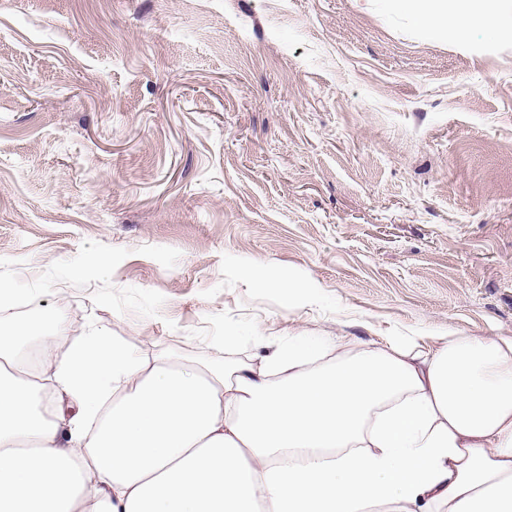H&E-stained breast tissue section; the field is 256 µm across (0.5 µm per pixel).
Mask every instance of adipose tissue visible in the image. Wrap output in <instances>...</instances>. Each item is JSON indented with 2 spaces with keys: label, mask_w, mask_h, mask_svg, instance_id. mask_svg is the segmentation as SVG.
<instances>
[{
  "label": "adipose tissue",
  "mask_w": 512,
  "mask_h": 512,
  "mask_svg": "<svg viewBox=\"0 0 512 512\" xmlns=\"http://www.w3.org/2000/svg\"><path fill=\"white\" fill-rule=\"evenodd\" d=\"M500 2L396 0L429 32L512 41ZM65 331L0 332V512H512V339L295 336L218 368L94 326L46 369L71 401L47 415L20 354Z\"/></svg>",
  "instance_id": "obj_1"
}]
</instances>
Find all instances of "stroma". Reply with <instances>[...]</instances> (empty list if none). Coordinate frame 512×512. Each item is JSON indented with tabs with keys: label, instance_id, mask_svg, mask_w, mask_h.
Returning <instances> with one entry per match:
<instances>
[{
	"label": "stroma",
	"instance_id": "35a3bbf8",
	"mask_svg": "<svg viewBox=\"0 0 512 512\" xmlns=\"http://www.w3.org/2000/svg\"><path fill=\"white\" fill-rule=\"evenodd\" d=\"M7 325L260 363L512 339V41L387 0H0ZM236 336L225 347V336Z\"/></svg>",
	"mask_w": 512,
	"mask_h": 512
}]
</instances>
